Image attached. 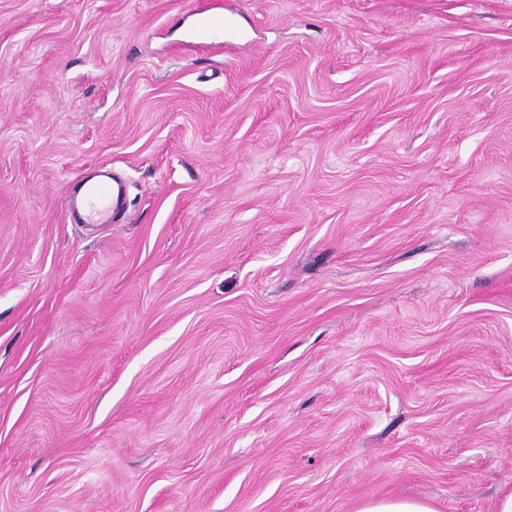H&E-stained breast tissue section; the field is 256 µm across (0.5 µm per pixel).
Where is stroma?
I'll list each match as a JSON object with an SVG mask.
<instances>
[{"mask_svg": "<svg viewBox=\"0 0 512 512\" xmlns=\"http://www.w3.org/2000/svg\"><path fill=\"white\" fill-rule=\"evenodd\" d=\"M507 492L512 0H0V512ZM199 19L192 33L196 44L224 47L225 39L235 29L232 14L204 9L198 12ZM82 194L66 203V208L79 213L85 223L112 224L124 196V186L114 176L100 174L81 180Z\"/></svg>", "mask_w": 512, "mask_h": 512, "instance_id": "35a3bbf8", "label": "stroma"}]
</instances>
